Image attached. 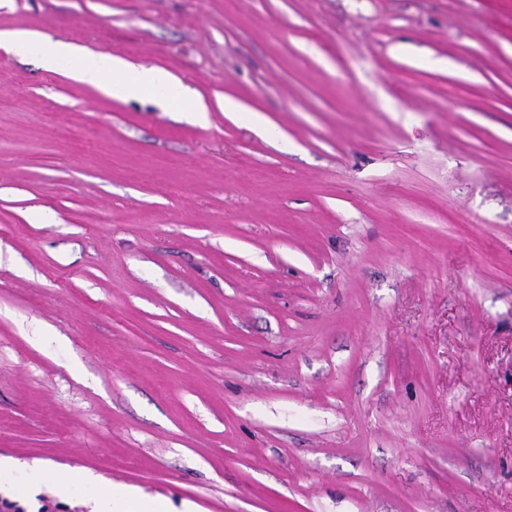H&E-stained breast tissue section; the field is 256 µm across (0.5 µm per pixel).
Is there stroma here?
Listing matches in <instances>:
<instances>
[{
	"label": "stroma",
	"mask_w": 512,
	"mask_h": 512,
	"mask_svg": "<svg viewBox=\"0 0 512 512\" xmlns=\"http://www.w3.org/2000/svg\"><path fill=\"white\" fill-rule=\"evenodd\" d=\"M15 30L208 112L0 46V457L175 512H512V0H0ZM10 42L17 54H33L49 70L72 69L82 82L99 87L113 97L151 95L171 80L158 68L136 65L114 56L106 64L97 52L65 45L43 35L17 32Z\"/></svg>",
	"instance_id": "35a3bbf8"
}]
</instances>
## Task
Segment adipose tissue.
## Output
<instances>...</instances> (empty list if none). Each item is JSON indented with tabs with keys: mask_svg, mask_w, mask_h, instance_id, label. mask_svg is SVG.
I'll list each match as a JSON object with an SVG mask.
<instances>
[{
	"mask_svg": "<svg viewBox=\"0 0 512 512\" xmlns=\"http://www.w3.org/2000/svg\"><path fill=\"white\" fill-rule=\"evenodd\" d=\"M11 46L17 54L36 56L46 69H72L82 82L119 98L150 95L170 81L169 75L158 68L137 65L120 57L107 60L97 52L65 45L43 35L15 33ZM57 484L62 492L92 496L93 512H167L161 499L121 484L104 487L89 473H59Z\"/></svg>",
	"mask_w": 512,
	"mask_h": 512,
	"instance_id": "1",
	"label": "adipose tissue"
}]
</instances>
